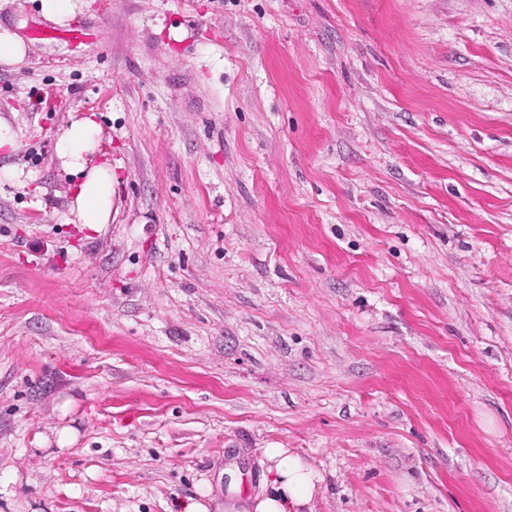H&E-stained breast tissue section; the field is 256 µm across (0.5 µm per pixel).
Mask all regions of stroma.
<instances>
[{
	"mask_svg": "<svg viewBox=\"0 0 512 512\" xmlns=\"http://www.w3.org/2000/svg\"><path fill=\"white\" fill-rule=\"evenodd\" d=\"M0 63V512H512V0H79ZM95 114L112 221L55 141ZM37 36L42 39L53 40L63 38L71 42L75 46L86 43L92 38V33L83 25L72 24L66 29H41L38 30ZM265 454L271 466L264 487L270 485V490L257 495L249 506L252 511L244 512H299L312 500L321 476L284 448H268Z\"/></svg>",
	"mask_w": 512,
	"mask_h": 512,
	"instance_id": "1",
	"label": "stroma"
}]
</instances>
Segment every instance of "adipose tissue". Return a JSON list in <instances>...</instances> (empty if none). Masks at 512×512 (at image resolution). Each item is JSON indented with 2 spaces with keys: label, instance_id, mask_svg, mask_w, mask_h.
Returning <instances> with one entry per match:
<instances>
[{
  "label": "adipose tissue",
  "instance_id": "adipose-tissue-1",
  "mask_svg": "<svg viewBox=\"0 0 512 512\" xmlns=\"http://www.w3.org/2000/svg\"><path fill=\"white\" fill-rule=\"evenodd\" d=\"M99 134L97 121L85 115L71 120L55 142L60 165L73 179L70 208L81 223L92 226L112 219V168L94 160ZM265 454L270 463V488L254 498L252 512H298L307 506L320 475L286 449L269 448Z\"/></svg>",
  "mask_w": 512,
  "mask_h": 512
}]
</instances>
